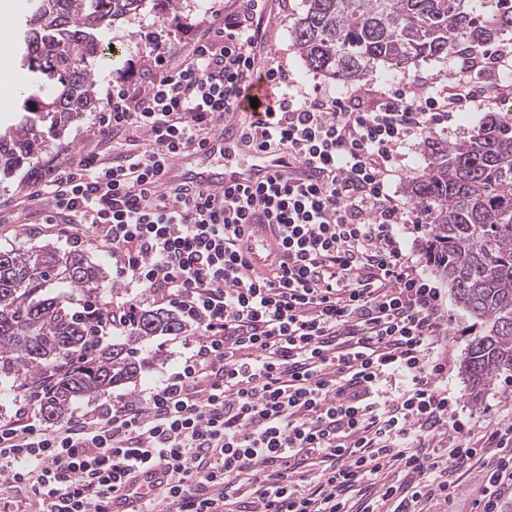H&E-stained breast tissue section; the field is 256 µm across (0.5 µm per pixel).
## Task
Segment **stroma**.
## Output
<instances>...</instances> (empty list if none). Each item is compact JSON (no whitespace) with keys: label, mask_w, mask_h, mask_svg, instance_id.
<instances>
[{"label":"stroma","mask_w":512,"mask_h":512,"mask_svg":"<svg viewBox=\"0 0 512 512\" xmlns=\"http://www.w3.org/2000/svg\"><path fill=\"white\" fill-rule=\"evenodd\" d=\"M206 9L204 0H178L175 8H168L167 0H148L138 13L116 22L112 29L114 55L106 64L95 69L97 99H104L110 82L126 79L142 82L141 57L150 47L155 34H163L177 42L181 49H189L192 43L190 23L199 20ZM302 12L301 0H270V14L264 27L262 40L269 56L285 65L292 76L302 85L322 86L336 96L357 95L364 106L372 107L380 102L384 92L396 82L407 81L418 85L443 87L453 82L460 66L459 55L427 58L409 69H396L389 65L378 66L372 73L359 80L339 83L324 74L309 70L296 48L290 30ZM502 119H512V87L499 91L475 109L457 112L448 128V142L455 143L468 138L488 114ZM96 112H87L71 122L62 132L52 137L49 147L34 159L25 163L10 177L0 179V249L18 246H39L48 242L62 249H70V242L60 237L45 214L25 216L19 202L28 190V180L42 168L47 157L60 150H67L70 157H78L88 146V136L93 130ZM405 248L418 264V269L440 288L448 307V389L460 396L459 412L474 416L482 422H490L512 415V387L497 382L486 387L479 401L468 396V382L461 373V365L467 356L469 345L482 327L454 300L450 288L426 260L422 250L423 234L405 225L400 231ZM199 328H192L182 336H157L145 342L143 354L149 355L150 363L137 382L119 386L122 394H135L146 388L148 381L170 373L180 365L185 345L199 336Z\"/></svg>","instance_id":"stroma-1"}]
</instances>
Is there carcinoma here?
Returning <instances> with one entry per match:
<instances>
[{"label": "carcinoma", "mask_w": 512, "mask_h": 512, "mask_svg": "<svg viewBox=\"0 0 512 512\" xmlns=\"http://www.w3.org/2000/svg\"><path fill=\"white\" fill-rule=\"evenodd\" d=\"M487 14L472 0H304L292 36L306 66L340 83L380 64L408 68L421 58L485 48L512 33V0ZM146 0H30L23 22L24 118L0 132V176L46 146L40 126L56 132L96 108L93 70L116 21ZM414 204L430 205L424 251L455 302L482 323L463 364L472 396L512 378V122L490 116L469 139L445 146L407 183ZM104 265L48 242L0 251V381L44 388L41 411L63 417L80 398L132 383L145 367L137 345L187 332L161 308L138 311L123 340L93 360L48 377L84 350L83 315L43 293L56 285L105 288Z\"/></svg>", "instance_id": "cac0c4a2"}]
</instances>
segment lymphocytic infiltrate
Listing matches in <instances>:
<instances>
[{
  "mask_svg": "<svg viewBox=\"0 0 512 512\" xmlns=\"http://www.w3.org/2000/svg\"><path fill=\"white\" fill-rule=\"evenodd\" d=\"M267 0H212L181 54L156 39L142 83L109 84L100 138L137 153L52 157L27 201L50 200L58 234L92 235L112 260L121 300L89 294L82 359L128 332L144 304L200 330L176 371L63 423L33 412L18 388L0 422V492L25 512H107L131 469L166 471L142 512H431L481 473L480 512L512 500V419L476 428L448 392V311L407 255L399 227L424 206L388 190L416 138L436 139L484 98L474 72L512 68V46L466 55L454 85H392L362 107L306 90L264 63L271 102L248 135L323 173L225 193L214 207L188 186L154 188L163 168L202 145L234 108L251 70ZM248 224H273L284 256L246 272Z\"/></svg>",
  "mask_w": 512,
  "mask_h": 512,
  "instance_id": "f902f5d3",
  "label": "lymphocytic infiltrate"
}]
</instances>
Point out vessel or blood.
<instances>
[{
	"instance_id": "b4317fda",
	"label": "vessel or blood",
	"mask_w": 512,
	"mask_h": 512,
	"mask_svg": "<svg viewBox=\"0 0 512 512\" xmlns=\"http://www.w3.org/2000/svg\"><path fill=\"white\" fill-rule=\"evenodd\" d=\"M269 102V91L261 75L250 71L241 82L235 109L218 117L214 133L202 148L190 149L177 156L163 171L162 182L168 186H197L218 206L226 191L254 189L277 176L293 183L317 180V170L295 163L286 152L261 149L247 136L246 128L254 123L257 108L266 107ZM245 233L251 242L248 259L255 266H263L279 253L278 240L271 228L249 224ZM156 479L157 471L153 468L135 473L125 483L120 495L141 502L148 485Z\"/></svg>"
}]
</instances>
